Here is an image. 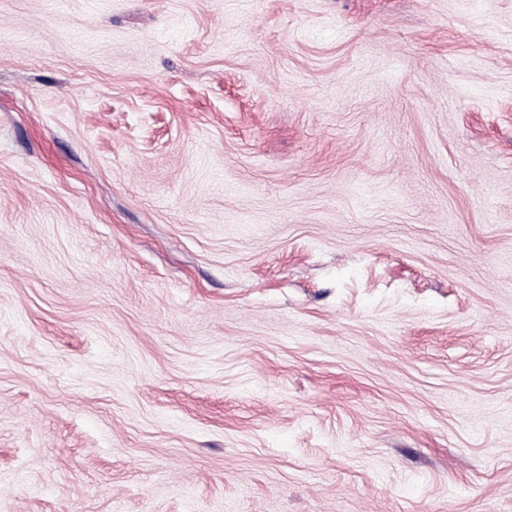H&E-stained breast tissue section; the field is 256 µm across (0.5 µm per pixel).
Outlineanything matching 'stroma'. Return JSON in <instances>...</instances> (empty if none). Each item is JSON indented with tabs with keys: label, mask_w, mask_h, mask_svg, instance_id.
I'll return each mask as SVG.
<instances>
[{
	"label": "stroma",
	"mask_w": 512,
	"mask_h": 512,
	"mask_svg": "<svg viewBox=\"0 0 512 512\" xmlns=\"http://www.w3.org/2000/svg\"><path fill=\"white\" fill-rule=\"evenodd\" d=\"M0 512H512V0H0Z\"/></svg>",
	"instance_id": "obj_1"
}]
</instances>
